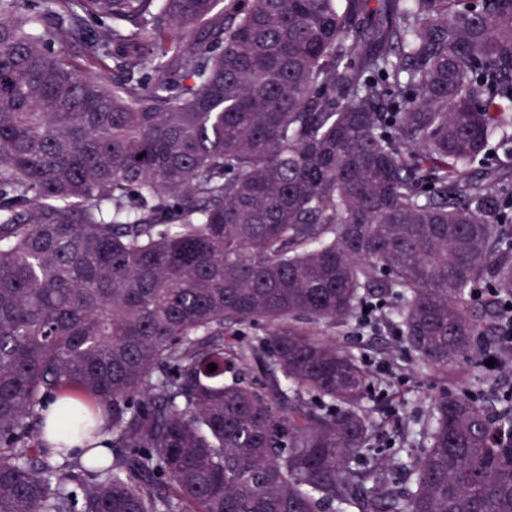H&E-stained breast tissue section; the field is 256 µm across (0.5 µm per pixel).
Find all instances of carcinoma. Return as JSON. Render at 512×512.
<instances>
[{
  "label": "carcinoma",
  "instance_id": "1",
  "mask_svg": "<svg viewBox=\"0 0 512 512\" xmlns=\"http://www.w3.org/2000/svg\"><path fill=\"white\" fill-rule=\"evenodd\" d=\"M505 149L512 0H0V512H512V391L396 436L319 334L479 374ZM414 436L401 490L371 444ZM395 327H385L379 330L375 336L369 339L367 336H359V334L353 329V325L343 328H336V331H323L319 330V332L325 336H329L331 338H335L337 343L343 344L345 346L350 347L355 353L365 354L367 356V360L372 364L374 371L376 366L378 365L375 360L376 357L373 356L372 349H376L375 346H372L371 343H384L391 342L395 338L394 334ZM391 365V364H390ZM376 373V371H375ZM393 373V367L391 365V372L388 375ZM378 374V373H376ZM380 375V374H378ZM388 375H380V376H388Z\"/></svg>",
  "mask_w": 512,
  "mask_h": 512
}]
</instances>
